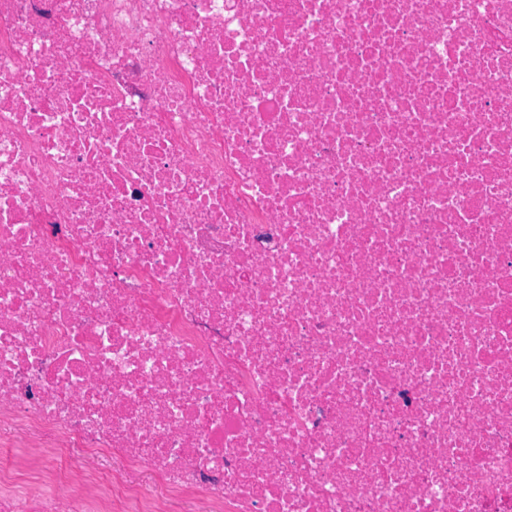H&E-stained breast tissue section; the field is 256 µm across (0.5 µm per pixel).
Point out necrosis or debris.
Wrapping results in <instances>:
<instances>
[{
  "label": "necrosis or debris",
  "instance_id": "4bbe7bcc",
  "mask_svg": "<svg viewBox=\"0 0 512 512\" xmlns=\"http://www.w3.org/2000/svg\"><path fill=\"white\" fill-rule=\"evenodd\" d=\"M159 486L512 512V0H0V512Z\"/></svg>",
  "mask_w": 512,
  "mask_h": 512
}]
</instances>
